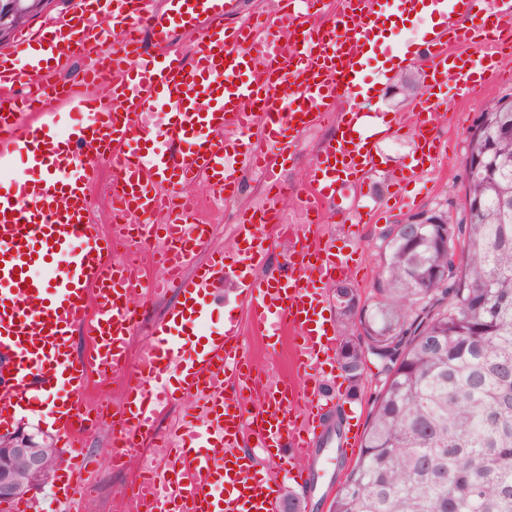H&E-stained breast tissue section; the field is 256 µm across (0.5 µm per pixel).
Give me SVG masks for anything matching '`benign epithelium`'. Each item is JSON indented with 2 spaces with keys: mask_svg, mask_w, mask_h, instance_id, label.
<instances>
[{
  "mask_svg": "<svg viewBox=\"0 0 512 512\" xmlns=\"http://www.w3.org/2000/svg\"><path fill=\"white\" fill-rule=\"evenodd\" d=\"M48 5L47 0H0V42L8 39L13 27L27 22ZM442 216L441 210H427L393 225V231H398L404 223L440 224ZM334 288L336 305L340 308L357 303V292L346 282L339 281ZM45 459V448L32 433L20 430L0 438V499L25 497L32 490L42 487Z\"/></svg>",
  "mask_w": 512,
  "mask_h": 512,
  "instance_id": "benign-epithelium-1",
  "label": "benign epithelium"
}]
</instances>
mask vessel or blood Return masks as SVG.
Wrapping results in <instances>:
<instances>
[{"instance_id":"obj_1","label":"vessel or blood","mask_w":512,"mask_h":512,"mask_svg":"<svg viewBox=\"0 0 512 512\" xmlns=\"http://www.w3.org/2000/svg\"><path fill=\"white\" fill-rule=\"evenodd\" d=\"M74 0L71 11L28 30L0 51V425L46 405L60 443L57 498L70 499L85 458V440L98 425L85 399L89 383L121 381L113 416L122 448H170L168 465L143 469L127 512H278L281 485L252 475L244 440L275 449L317 452L335 398L323 388L325 367L338 349L323 287L347 273L321 231L322 212L344 186L360 184L379 166L377 145L399 136L384 113L363 111L373 98L367 67L386 73L377 49L394 18L435 16L422 35L425 61L400 54L402 66H424L425 93L412 120L421 149L397 184L405 189L429 169L440 149L434 111L449 91L468 97L499 77L512 58V0H337L330 23L323 0H287L255 24L233 23L241 0ZM119 29L117 45L104 34ZM196 34L189 54L169 49L174 34ZM466 44L475 53H450ZM54 60L84 56L74 84L54 82L33 47ZM351 97L337 110L340 97ZM80 112L58 130L60 109ZM336 112L338 133L319 151L301 204L304 225H285L279 203L283 168L300 136ZM241 148L262 169L263 204L243 211L235 234L247 247L235 279L242 305L265 338L289 341L290 375L271 378L247 356L236 318L211 331L205 299L224 270L212 248L213 227L183 186L205 183L214 198L236 195L240 178L225 157ZM112 164V204L120 218L102 234L90 218L95 178L86 153ZM27 172H13L14 161ZM165 221L154 224L155 214ZM289 242L277 275L260 277L268 239ZM135 246V260L113 261L117 243ZM207 262H199L201 253ZM34 266L49 279L30 275ZM176 290L178 307L158 322L150 342L131 352L138 327L134 295ZM88 340L73 354L75 331ZM251 400H242V392ZM191 401L177 431L156 418L172 402Z\"/></svg>"}]
</instances>
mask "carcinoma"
<instances>
[{"mask_svg": "<svg viewBox=\"0 0 512 512\" xmlns=\"http://www.w3.org/2000/svg\"><path fill=\"white\" fill-rule=\"evenodd\" d=\"M488 113L473 204L408 244L382 235L375 300L340 365L357 387L366 356L385 375L333 512H512V103ZM463 238L453 270L442 234Z\"/></svg>", "mask_w": 512, "mask_h": 512, "instance_id": "1", "label": "carcinoma"}]
</instances>
